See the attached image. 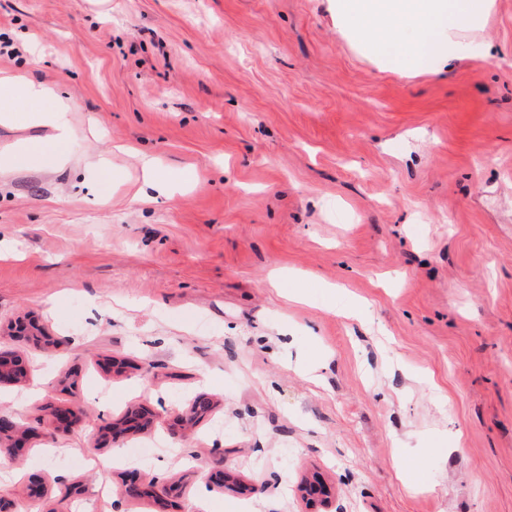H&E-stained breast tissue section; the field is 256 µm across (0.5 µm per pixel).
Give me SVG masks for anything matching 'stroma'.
Masks as SVG:
<instances>
[{"instance_id": "stroma-1", "label": "stroma", "mask_w": 512, "mask_h": 512, "mask_svg": "<svg viewBox=\"0 0 512 512\" xmlns=\"http://www.w3.org/2000/svg\"><path fill=\"white\" fill-rule=\"evenodd\" d=\"M482 37L495 62L401 76L327 0H0V76L73 106L58 163L52 128L0 125V332L51 338L0 341L30 367L0 416L34 432L1 491L42 484L38 512H512V0ZM136 407L159 417L108 438Z\"/></svg>"}]
</instances>
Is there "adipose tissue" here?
I'll return each instance as SVG.
<instances>
[{
    "label": "adipose tissue",
    "mask_w": 512,
    "mask_h": 512,
    "mask_svg": "<svg viewBox=\"0 0 512 512\" xmlns=\"http://www.w3.org/2000/svg\"><path fill=\"white\" fill-rule=\"evenodd\" d=\"M336 30L381 70L438 74L462 60L491 58L481 37L495 0H328ZM65 102L22 78L0 79V123L25 122L55 129L64 153L70 136Z\"/></svg>",
    "instance_id": "1"
}]
</instances>
